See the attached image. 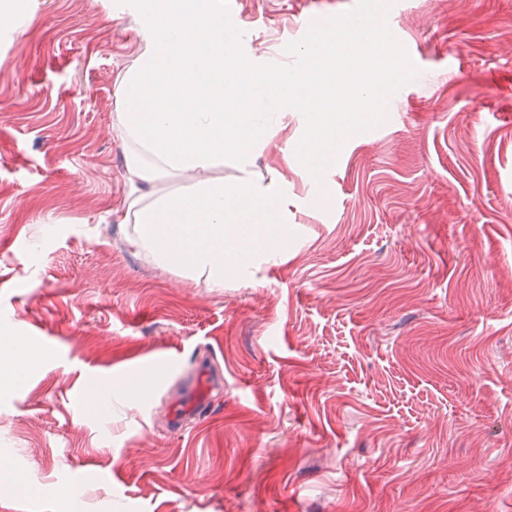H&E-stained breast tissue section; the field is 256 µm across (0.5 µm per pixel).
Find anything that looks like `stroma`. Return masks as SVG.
<instances>
[{"instance_id": "1", "label": "stroma", "mask_w": 512, "mask_h": 512, "mask_svg": "<svg viewBox=\"0 0 512 512\" xmlns=\"http://www.w3.org/2000/svg\"><path fill=\"white\" fill-rule=\"evenodd\" d=\"M26 6L0 34V332L34 322L38 358L0 388V512H59L80 482L87 512H512V0L401 8L425 80L402 119L337 125L322 175L285 114L251 168L285 180L288 248L220 288L128 241L113 81L138 0ZM224 9L285 67L311 13L354 5ZM201 355L224 389L172 432Z\"/></svg>"}]
</instances>
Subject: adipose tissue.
<instances>
[{"label":"adipose tissue","mask_w":512,"mask_h":512,"mask_svg":"<svg viewBox=\"0 0 512 512\" xmlns=\"http://www.w3.org/2000/svg\"><path fill=\"white\" fill-rule=\"evenodd\" d=\"M146 32L131 65L115 80L120 103L116 129L127 145L125 178L129 193L125 220L134 224L132 246L163 270H176L223 287L227 275L262 262L274 263L286 240L266 233L288 203L282 177L270 179L251 169L254 147L267 142L261 115L282 116L297 108L298 86L348 89L337 112H312L303 158L315 173L329 160L328 142L337 114L360 121L353 105L360 98L380 105L384 83L353 62L332 60L333 44L316 37L306 46L308 68L291 74L259 61L243 63L224 41L223 0H141ZM232 157L234 182L204 177V170ZM192 179L189 192H165L169 176Z\"/></svg>","instance_id":"adipose-tissue-1"}]
</instances>
